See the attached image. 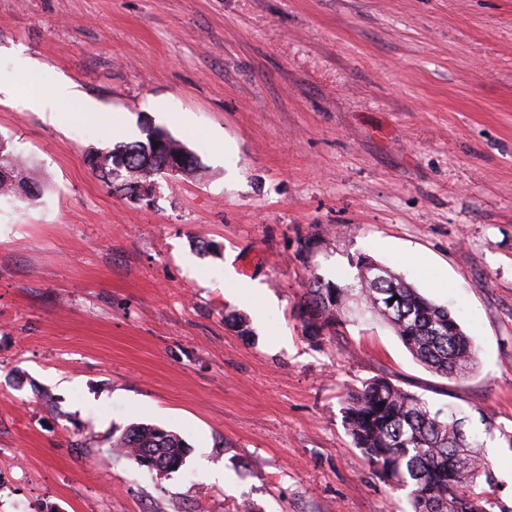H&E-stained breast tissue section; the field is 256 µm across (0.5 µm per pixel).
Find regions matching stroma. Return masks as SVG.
<instances>
[{"label":"stroma","mask_w":512,"mask_h":512,"mask_svg":"<svg viewBox=\"0 0 512 512\" xmlns=\"http://www.w3.org/2000/svg\"><path fill=\"white\" fill-rule=\"evenodd\" d=\"M150 126L200 174L135 202L86 155ZM0 138L44 183L0 200V512H409L342 423L378 375L512 431V0H0ZM365 254L448 306L473 372L376 323L310 337L311 274ZM140 422L180 470L113 456ZM484 454L511 506L512 448ZM52 81L54 83L53 94L35 102V107L46 114L50 120H54L58 111L74 97L71 85L61 80L52 79Z\"/></svg>","instance_id":"obj_1"}]
</instances>
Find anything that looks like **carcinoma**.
I'll list each match as a JSON object with an SVG mask.
<instances>
[{"label":"carcinoma","instance_id":"carcinoma-1","mask_svg":"<svg viewBox=\"0 0 512 512\" xmlns=\"http://www.w3.org/2000/svg\"><path fill=\"white\" fill-rule=\"evenodd\" d=\"M161 173L158 160L135 164L130 179ZM27 180L41 194L38 177L0 141V196H13L14 180ZM357 273L343 282L313 275L299 303V315L313 337L334 332L347 321L378 320L400 338L412 357L428 370L456 379L476 366V346L445 305L425 296L404 277L364 256ZM342 418L354 447L395 490L406 492L411 512H512V506L474 492L482 478L492 487L496 475L481 451L483 443L467 433L464 419L434 408L385 376L348 390ZM113 448L155 471L182 467L187 446L175 432L138 423L113 442Z\"/></svg>","mask_w":512,"mask_h":512}]
</instances>
